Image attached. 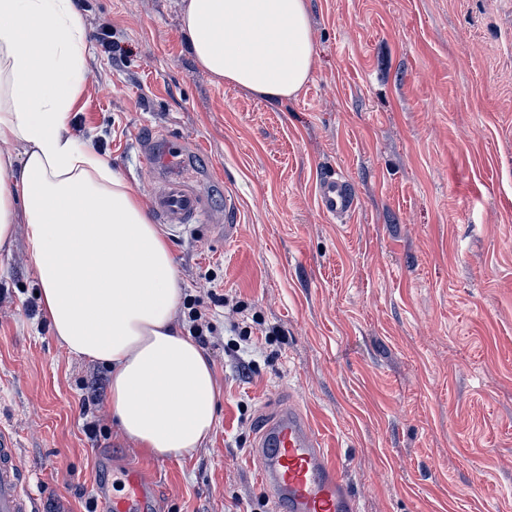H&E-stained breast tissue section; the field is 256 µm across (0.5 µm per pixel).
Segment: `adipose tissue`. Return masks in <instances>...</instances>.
I'll return each mask as SVG.
<instances>
[{"mask_svg": "<svg viewBox=\"0 0 512 512\" xmlns=\"http://www.w3.org/2000/svg\"><path fill=\"white\" fill-rule=\"evenodd\" d=\"M183 33L209 73L269 101L314 65L307 0H184ZM88 34L78 0H0V248L24 220L38 302L59 342L109 370L108 403L148 454L185 458L217 422L213 367L175 325L182 290L149 208L68 131Z\"/></svg>", "mask_w": 512, "mask_h": 512, "instance_id": "1", "label": "adipose tissue"}]
</instances>
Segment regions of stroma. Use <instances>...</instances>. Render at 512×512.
<instances>
[{
  "mask_svg": "<svg viewBox=\"0 0 512 512\" xmlns=\"http://www.w3.org/2000/svg\"><path fill=\"white\" fill-rule=\"evenodd\" d=\"M89 39L69 132L147 199L150 131L202 147L215 215L163 228L182 299L211 332L218 424L188 458L147 455L107 404L108 370L61 346L36 303L27 227L0 250V425L37 512H88L137 461L160 512H270L253 448L296 401L362 512H512V0H309L315 63L296 98L216 79L183 0H79ZM111 23L122 52L97 32ZM343 169L354 223L317 209Z\"/></svg>",
  "mask_w": 512,
  "mask_h": 512,
  "instance_id": "1",
  "label": "stroma"
}]
</instances>
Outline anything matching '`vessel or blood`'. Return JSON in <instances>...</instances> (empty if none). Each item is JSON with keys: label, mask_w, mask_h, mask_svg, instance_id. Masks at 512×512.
<instances>
[{"label": "vessel or blood", "mask_w": 512, "mask_h": 512, "mask_svg": "<svg viewBox=\"0 0 512 512\" xmlns=\"http://www.w3.org/2000/svg\"><path fill=\"white\" fill-rule=\"evenodd\" d=\"M151 177L152 207L159 223L189 228L210 214L208 195L188 177L192 165L185 152H173L170 135L158 134L145 149ZM320 212L340 224L353 221L359 198L343 172L322 177L316 185ZM255 457L259 480L273 512H361L348 489L343 465L323 448L307 416L295 409L280 412L263 430ZM122 495L97 485L93 496L101 512H157L154 483L140 469L128 467L119 479ZM0 512H34L26 469L10 430L0 427Z\"/></svg>", "instance_id": "b4317fda"}]
</instances>
